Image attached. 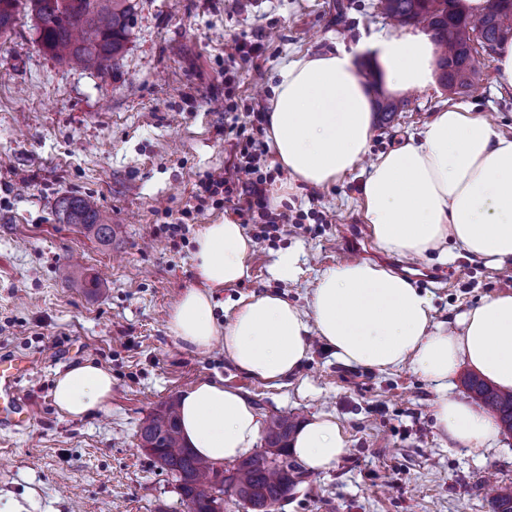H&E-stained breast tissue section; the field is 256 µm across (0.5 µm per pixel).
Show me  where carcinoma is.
Segmentation results:
<instances>
[{
	"label": "carcinoma",
	"instance_id": "carcinoma-1",
	"mask_svg": "<svg viewBox=\"0 0 512 512\" xmlns=\"http://www.w3.org/2000/svg\"><path fill=\"white\" fill-rule=\"evenodd\" d=\"M453 0H380L382 13L398 27L427 23L438 49V68L444 87L463 93L480 77L469 53V32H475L491 49L508 40L502 19L512 17V0H488L479 16L452 9ZM31 13L41 48L52 57L84 68L104 71L124 51L131 30L130 0H0V34L11 30L19 8ZM62 212L70 224H81L98 238H112V225L101 223L99 209L89 197H65ZM466 390L492 412L507 432H512V393H504L475 375L462 379ZM293 416L271 417L266 444L288 456V441L296 431ZM142 447L178 482L188 512H211L216 490L214 464L200 459L181 437L178 403L171 399L152 413L140 428ZM304 471L297 463L284 469L254 453L224 470L222 492L242 502L252 512H275V507L302 482ZM494 512H512V486L488 489Z\"/></svg>",
	"mask_w": 512,
	"mask_h": 512
}]
</instances>
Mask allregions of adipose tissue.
I'll return each instance as SVG.
<instances>
[{"instance_id": "1", "label": "adipose tissue", "mask_w": 512, "mask_h": 512, "mask_svg": "<svg viewBox=\"0 0 512 512\" xmlns=\"http://www.w3.org/2000/svg\"><path fill=\"white\" fill-rule=\"evenodd\" d=\"M371 59L385 89L399 96L436 83L437 50L420 28L380 32L355 44L301 57L279 72L268 114V138L288 175L274 194L281 206L302 186L342 181L369 151L373 103L358 61ZM364 219L380 248L405 258L462 249L486 264L512 261V137L471 104L441 108L419 137L379 154L362 183ZM195 286L167 315V333L201 354L214 343L235 367L269 386L295 373L317 336L348 366L381 372L410 366L436 383L433 413L440 435L465 448L498 440L494 418L451 396L448 387L469 367L512 391V293L483 297L453 327L434 322L429 293L383 265L342 262L319 272L308 309L266 292L241 296L224 325L214 317L216 290L247 277L254 244L241 224H208L194 239ZM112 374L91 361L60 373L57 409L70 417L106 410ZM181 435L197 454L224 463L255 449L263 418L239 390L201 380L179 405ZM293 454L314 471L335 467L348 444L335 417L319 413L294 434Z\"/></svg>"}]
</instances>
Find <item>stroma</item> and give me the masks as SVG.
Here are the masks:
<instances>
[{
	"label": "stroma",
	"instance_id": "35a3bbf8",
	"mask_svg": "<svg viewBox=\"0 0 512 512\" xmlns=\"http://www.w3.org/2000/svg\"><path fill=\"white\" fill-rule=\"evenodd\" d=\"M126 50L106 73L45 53L27 10L0 38V354L31 361L27 430L0 432V512H187L173 477L142 448L139 429L162 403L201 379H223L263 415L306 422L336 416L348 453L307 474L277 512H493L487 479L512 484V434L490 448L442 440L434 383L410 367L379 372L336 361L313 341L285 384L239 371L221 346L191 354L168 338L166 316L196 283L192 243L163 228L208 172L230 169L236 128L265 139V116L289 60L393 31L378 0H132ZM261 47L229 63L236 42ZM476 89L433 87L407 97L392 121L375 120L371 154L419 136L441 107L459 102L512 136V89L495 55L478 58ZM234 66V83L224 69ZM362 178L305 187L282 206L290 221L266 232L246 224L255 254L248 276L218 290V322L241 296L272 292L307 308L319 272L368 260L411 276L448 323L483 296L512 292V277L465 253L446 260L383 252L362 215ZM92 197L111 241L66 223L59 200ZM296 280L273 270L279 250ZM76 263L73 280L60 268ZM91 360L112 373L108 411L71 418L53 402L58 373Z\"/></svg>",
	"mask_w": 512,
	"mask_h": 512
}]
</instances>
